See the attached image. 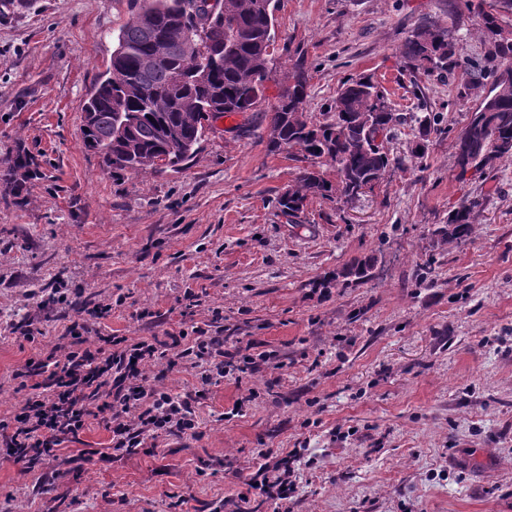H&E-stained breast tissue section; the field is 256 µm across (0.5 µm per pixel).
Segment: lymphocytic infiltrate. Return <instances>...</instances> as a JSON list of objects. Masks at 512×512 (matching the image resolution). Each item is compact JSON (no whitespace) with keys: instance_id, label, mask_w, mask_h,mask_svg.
Returning a JSON list of instances; mask_svg holds the SVG:
<instances>
[{"instance_id":"f902f5d3","label":"lymphocytic infiltrate","mask_w":512,"mask_h":512,"mask_svg":"<svg viewBox=\"0 0 512 512\" xmlns=\"http://www.w3.org/2000/svg\"><path fill=\"white\" fill-rule=\"evenodd\" d=\"M111 305L97 306L91 319L78 318L54 346L33 323L19 333L31 354L13 377L25 390L24 402L0 415V446L20 463L22 472L59 458L63 446L78 441L90 418H99L111 434V448L126 454L159 441L196 435V394L174 395L147 386V372L158 362L176 367L184 361L204 362L201 383L255 371L256 361L241 340L201 327L166 331L164 338L129 342L124 336H103L92 319L108 316ZM273 458L271 450L259 452ZM265 477L255 484L259 495L277 501L287 512L293 491V455L273 458Z\"/></svg>"}]
</instances>
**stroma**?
<instances>
[{
	"mask_svg": "<svg viewBox=\"0 0 512 512\" xmlns=\"http://www.w3.org/2000/svg\"><path fill=\"white\" fill-rule=\"evenodd\" d=\"M277 4L264 101L214 122L166 173H112L84 142L85 104L136 0H34L0 19V413L23 398L12 374L29 352L12 327L37 321L54 344L75 302L111 304L106 336L210 324L272 356L240 382L169 372L171 392H202L200 437L112 459L93 423L26 476L0 453V512H273L247 493L262 448L301 453L290 512H512V160L464 171L455 153L479 96L467 65L485 61L481 18L465 0ZM427 19L459 42L451 77L403 66ZM300 63L312 120L360 75L394 112L437 113L424 157L413 125L398 126L372 190L282 213L303 163L269 151L268 113ZM20 153L38 177L9 174ZM472 198L474 234L443 238ZM365 257L372 279L341 278ZM54 288L64 303L41 308Z\"/></svg>",
	"mask_w": 512,
	"mask_h": 512,
	"instance_id": "1",
	"label": "stroma"
}]
</instances>
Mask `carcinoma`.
<instances>
[{"label":"carcinoma","mask_w":512,"mask_h":512,"mask_svg":"<svg viewBox=\"0 0 512 512\" xmlns=\"http://www.w3.org/2000/svg\"><path fill=\"white\" fill-rule=\"evenodd\" d=\"M190 0H142L137 13L118 34L110 67L85 106L88 147L99 153L114 172L177 171L194 157L211 127L226 115L254 110L263 99L269 49L275 41L273 0H223L224 10L202 7L191 12ZM482 33L489 60H512V39L501 36L502 17L512 15V0H478ZM199 32L197 53L184 50L186 31ZM401 56L413 73L432 74L457 64L458 43L448 26L430 20L406 38ZM512 68H490L471 75L468 88L490 85V94L471 112L455 148L461 170L483 169L501 158H512V93L497 89ZM307 75L301 68L284 88L269 113L268 149L287 147L303 155L325 158L338 180L331 183L320 171L306 169L297 188L278 198L284 212L295 216L310 196L325 199L349 196L353 187L378 182L390 165L384 144L402 119L387 103L369 76L347 79L323 119L314 122L304 112ZM420 142L414 152L425 153L424 141L437 125L436 115L412 117ZM508 149L503 150L501 146ZM477 201L461 204L448 215L439 233L449 240L473 233L471 216ZM373 261L357 260L337 276L366 281Z\"/></svg>","instance_id":"cac0c4a2"}]
</instances>
